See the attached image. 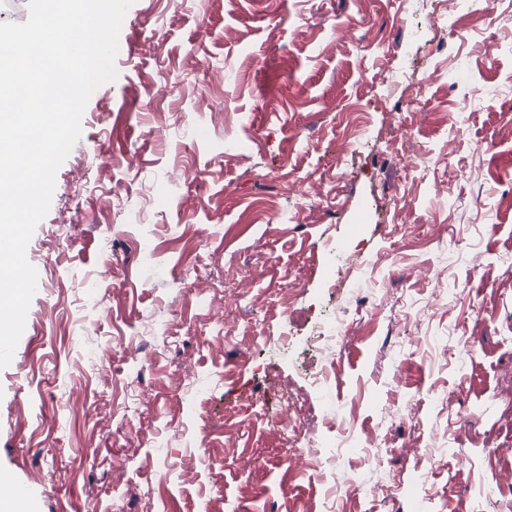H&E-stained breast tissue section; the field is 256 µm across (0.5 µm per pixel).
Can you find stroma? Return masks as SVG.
I'll use <instances>...</instances> for the list:
<instances>
[{
	"mask_svg": "<svg viewBox=\"0 0 512 512\" xmlns=\"http://www.w3.org/2000/svg\"><path fill=\"white\" fill-rule=\"evenodd\" d=\"M509 14L134 0L0 369L22 512H512ZM338 335L337 324L333 320L328 319L320 324L316 335L321 356L320 368L315 373V381L318 383L326 381L327 372L336 360L339 349Z\"/></svg>",
	"mask_w": 512,
	"mask_h": 512,
	"instance_id": "35a3bbf8",
	"label": "stroma"
}]
</instances>
